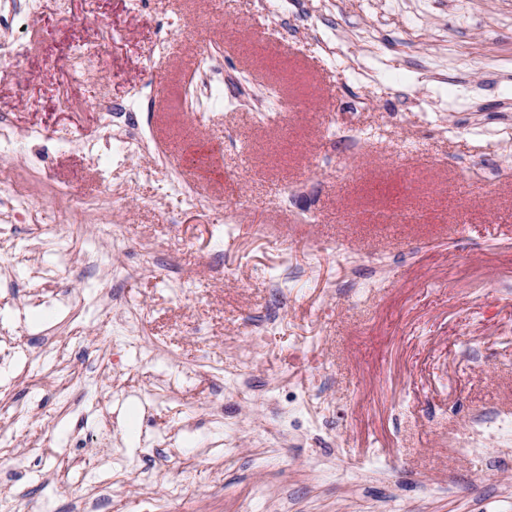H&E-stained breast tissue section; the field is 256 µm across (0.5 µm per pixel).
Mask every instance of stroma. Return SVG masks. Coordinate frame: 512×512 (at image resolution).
Segmentation results:
<instances>
[{
  "label": "stroma",
  "mask_w": 512,
  "mask_h": 512,
  "mask_svg": "<svg viewBox=\"0 0 512 512\" xmlns=\"http://www.w3.org/2000/svg\"><path fill=\"white\" fill-rule=\"evenodd\" d=\"M8 24L43 42L0 64V165L53 189L37 223L0 207L28 256L0 253V328L18 339L1 485L43 512H512V455L456 449L472 411L512 408V0H41ZM101 41V77L67 68ZM206 50L244 103L184 111ZM285 103L287 127L264 120ZM128 104L139 154L106 135L107 106ZM342 126L365 133L357 154L330 139ZM106 185L117 246L61 196ZM68 218L79 243L47 238ZM378 259L371 293L351 287ZM33 262L60 269L77 316L32 304ZM49 346L118 369L65 406L34 384ZM76 450L88 468L60 490L55 459Z\"/></svg>",
  "instance_id": "stroma-1"
}]
</instances>
